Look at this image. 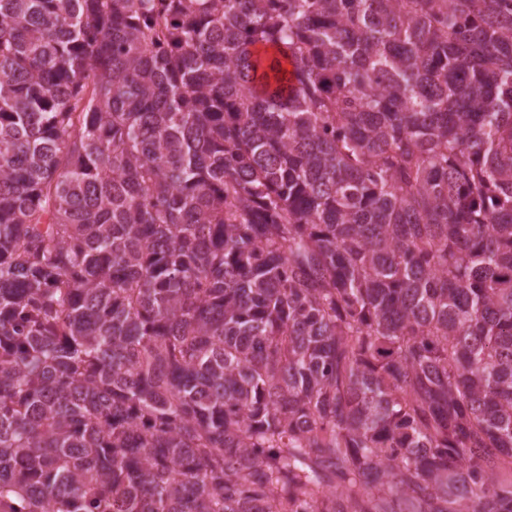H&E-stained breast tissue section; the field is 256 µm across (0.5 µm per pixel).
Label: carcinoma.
Instances as JSON below:
<instances>
[{"instance_id":"carcinoma-1","label":"carcinoma","mask_w":512,"mask_h":512,"mask_svg":"<svg viewBox=\"0 0 512 512\" xmlns=\"http://www.w3.org/2000/svg\"><path fill=\"white\" fill-rule=\"evenodd\" d=\"M512 0H0V512H512Z\"/></svg>"}]
</instances>
